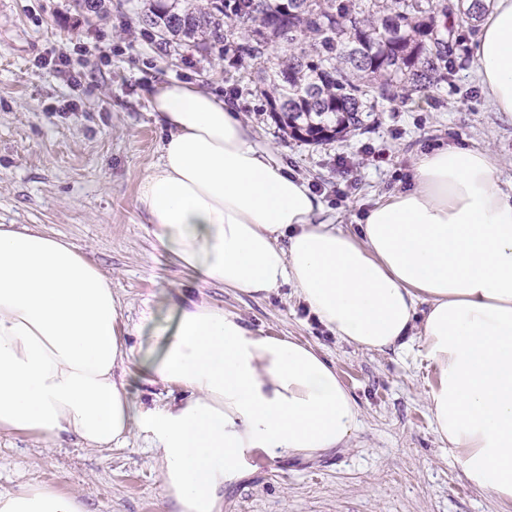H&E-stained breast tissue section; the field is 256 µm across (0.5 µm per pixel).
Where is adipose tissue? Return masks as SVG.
I'll return each mask as SVG.
<instances>
[{"label":"adipose tissue","mask_w":512,"mask_h":512,"mask_svg":"<svg viewBox=\"0 0 512 512\" xmlns=\"http://www.w3.org/2000/svg\"><path fill=\"white\" fill-rule=\"evenodd\" d=\"M469 49L483 94L512 113V0H493ZM169 135L136 196L158 246L206 284L252 297L288 285L321 324L366 351L420 341L438 439L469 484L512 504V185L487 151L420 154L410 185L358 231L256 141L223 98L156 84ZM112 279L73 246L0 225V433L108 451L139 436L176 512H224V486L257 453L310 459L346 445L358 411L336 369L290 337L258 336L206 299L175 308L158 356H138ZM139 363L181 401L138 407ZM0 512H86L80 497L19 481Z\"/></svg>","instance_id":"1"}]
</instances>
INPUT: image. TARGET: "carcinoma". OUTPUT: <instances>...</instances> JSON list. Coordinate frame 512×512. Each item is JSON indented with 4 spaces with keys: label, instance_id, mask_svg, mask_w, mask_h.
<instances>
[{
    "label": "carcinoma",
    "instance_id": "1",
    "mask_svg": "<svg viewBox=\"0 0 512 512\" xmlns=\"http://www.w3.org/2000/svg\"><path fill=\"white\" fill-rule=\"evenodd\" d=\"M487 0H150L138 16L161 37L257 66L256 90L291 138L328 144L398 93L451 80L461 16L476 30ZM276 43L284 54H268Z\"/></svg>",
    "mask_w": 512,
    "mask_h": 512
}]
</instances>
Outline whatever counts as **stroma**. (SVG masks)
<instances>
[{"instance_id":"obj_1","label":"stroma","mask_w":512,"mask_h":512,"mask_svg":"<svg viewBox=\"0 0 512 512\" xmlns=\"http://www.w3.org/2000/svg\"><path fill=\"white\" fill-rule=\"evenodd\" d=\"M145 0H105L100 14L74 0H0V224L65 239L112 277L131 345L160 349L175 306L206 298L264 336L309 343L335 366L356 400L359 427L347 447L302 460L263 454L224 487V512H512L470 486L438 440L424 395L435 382L419 343L385 353L335 336L290 286L254 298L199 285L155 248L136 204L166 132L149 108L153 84L193 83L234 107L257 141L276 144L288 169L321 198L325 217L355 230L365 211L403 188L419 153L450 143L490 151L512 183V115L494 111L468 50L432 95L397 99L330 144L278 130L249 66L221 49L164 44L137 21ZM66 54V72L55 56ZM79 494L87 512H172L153 450L139 438L97 452L70 440L56 448L28 435L0 436V493L17 478Z\"/></svg>"}]
</instances>
